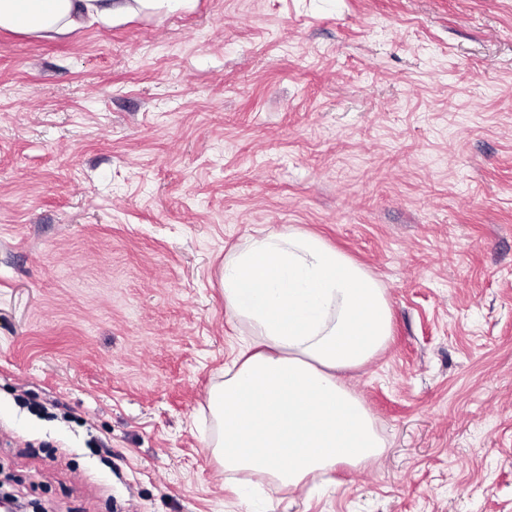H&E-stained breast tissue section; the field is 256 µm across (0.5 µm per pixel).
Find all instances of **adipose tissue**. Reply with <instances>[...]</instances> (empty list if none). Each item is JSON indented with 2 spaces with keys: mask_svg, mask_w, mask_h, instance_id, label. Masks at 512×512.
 <instances>
[{
  "mask_svg": "<svg viewBox=\"0 0 512 512\" xmlns=\"http://www.w3.org/2000/svg\"><path fill=\"white\" fill-rule=\"evenodd\" d=\"M112 12V0H0V29L69 35ZM221 284L226 309L254 336L209 392L210 446L237 474L234 492L247 498L256 474L295 488L380 455L371 416L338 374L389 339L381 282L318 236L287 230L233 249Z\"/></svg>",
  "mask_w": 512,
  "mask_h": 512,
  "instance_id": "obj_1",
  "label": "adipose tissue"
}]
</instances>
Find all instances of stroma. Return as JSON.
<instances>
[{
    "mask_svg": "<svg viewBox=\"0 0 512 512\" xmlns=\"http://www.w3.org/2000/svg\"><path fill=\"white\" fill-rule=\"evenodd\" d=\"M0 30V488L48 512H512V0H119ZM319 235L382 282L330 485L206 440L250 327L225 256Z\"/></svg>",
    "mask_w": 512,
    "mask_h": 512,
    "instance_id": "1",
    "label": "stroma"
}]
</instances>
